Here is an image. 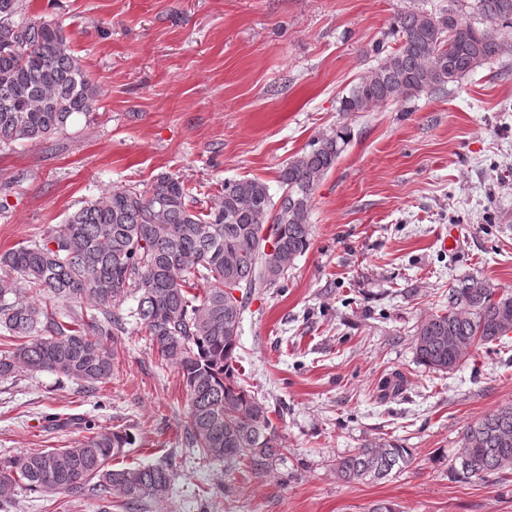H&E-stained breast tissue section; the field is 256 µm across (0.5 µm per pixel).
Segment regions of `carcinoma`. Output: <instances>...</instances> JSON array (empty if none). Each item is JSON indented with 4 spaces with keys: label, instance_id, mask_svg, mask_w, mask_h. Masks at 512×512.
Segmentation results:
<instances>
[{
    "label": "carcinoma",
    "instance_id": "carcinoma-1",
    "mask_svg": "<svg viewBox=\"0 0 512 512\" xmlns=\"http://www.w3.org/2000/svg\"><path fill=\"white\" fill-rule=\"evenodd\" d=\"M512 27V0H450L438 12L409 9L393 19L377 58L340 100L341 112L446 91L493 56L509 54L497 26ZM101 108L100 89L57 23L26 16L23 0H0V143L45 142L77 114ZM351 140L340 126L288 160L279 191L258 179H228L217 202L196 209L191 189L160 174L146 188L116 186L68 213L39 240L0 254V379L51 372L85 386L112 378L118 337L135 322L161 362L177 368L189 399L186 441L203 457L270 474L284 438L270 410L237 373L248 303L285 278L310 246L315 190ZM272 251H266L267 244ZM236 283L239 295L224 290ZM135 306L121 309L127 299ZM76 303L89 314L71 310ZM512 331V292L466 276L448 290V308L416 327V357L441 373L473 349ZM127 432L98 431L62 448L0 459V506L22 489L119 498L140 512L166 499L168 464L116 467ZM411 449L387 441L334 460L345 483L404 471ZM450 470L463 479L512 471V405L468 422Z\"/></svg>",
    "mask_w": 512,
    "mask_h": 512
}]
</instances>
